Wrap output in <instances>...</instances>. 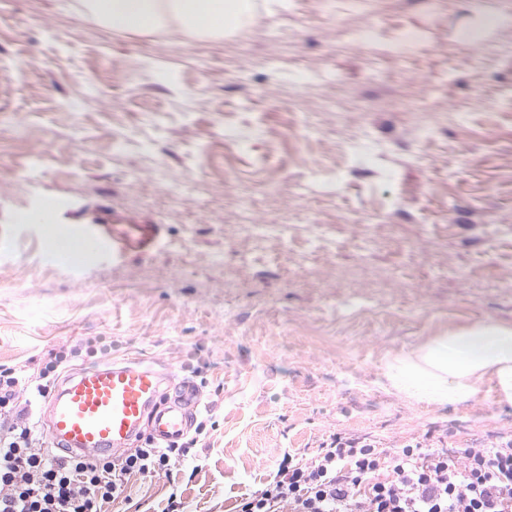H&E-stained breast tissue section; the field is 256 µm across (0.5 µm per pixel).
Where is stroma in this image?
I'll return each instance as SVG.
<instances>
[{
	"instance_id": "35a3bbf8",
	"label": "stroma",
	"mask_w": 512,
	"mask_h": 512,
	"mask_svg": "<svg viewBox=\"0 0 512 512\" xmlns=\"http://www.w3.org/2000/svg\"><path fill=\"white\" fill-rule=\"evenodd\" d=\"M67 2L0 0V366L102 336L56 380L137 355L205 382L200 470L131 479L112 512H162L175 488L186 512H236L284 451L336 433L512 434L491 390L440 408L384 376L432 337L512 322V0H262L208 40ZM363 27L371 44L348 37ZM71 231L116 247L48 263ZM241 230L251 238L277 237L288 243V225L285 224H243Z\"/></svg>"
}]
</instances>
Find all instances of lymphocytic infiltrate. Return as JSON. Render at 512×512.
I'll return each instance as SVG.
<instances>
[{"label":"lymphocytic infiltrate","mask_w":512,"mask_h":512,"mask_svg":"<svg viewBox=\"0 0 512 512\" xmlns=\"http://www.w3.org/2000/svg\"><path fill=\"white\" fill-rule=\"evenodd\" d=\"M103 347V337L84 336L49 352L37 373L0 367V512H110L130 478L167 476L195 462L190 440L116 458L45 448L35 398L49 396L67 358ZM240 512H512V438L448 450L336 433L312 454H284Z\"/></svg>","instance_id":"f902f5d3"}]
</instances>
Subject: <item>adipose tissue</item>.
<instances>
[{"label":"adipose tissue","mask_w":512,"mask_h":512,"mask_svg":"<svg viewBox=\"0 0 512 512\" xmlns=\"http://www.w3.org/2000/svg\"><path fill=\"white\" fill-rule=\"evenodd\" d=\"M78 12L129 33L161 30L219 39L250 24L255 0H77ZM391 387L427 404H459L491 387L512 407V323L484 319L436 336L388 366Z\"/></svg>","instance_id":"ef3b65f1"}]
</instances>
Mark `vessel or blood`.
<instances>
[{"instance_id":"vessel-or-blood-1","label":"vessel or blood","mask_w":512,"mask_h":512,"mask_svg":"<svg viewBox=\"0 0 512 512\" xmlns=\"http://www.w3.org/2000/svg\"><path fill=\"white\" fill-rule=\"evenodd\" d=\"M201 405L195 382L134 358L67 378L44 418L55 448L95 455L123 451L145 435L160 444L179 440Z\"/></svg>"}]
</instances>
